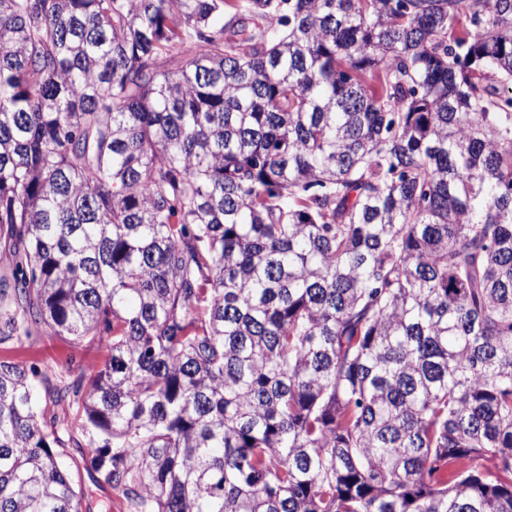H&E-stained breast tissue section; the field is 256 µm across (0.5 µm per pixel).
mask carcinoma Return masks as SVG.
Returning <instances> with one entry per match:
<instances>
[{"label": "carcinoma", "instance_id": "carcinoma-1", "mask_svg": "<svg viewBox=\"0 0 512 512\" xmlns=\"http://www.w3.org/2000/svg\"><path fill=\"white\" fill-rule=\"evenodd\" d=\"M0 239V512H512V0H0ZM104 353L90 338L81 343L71 336H39L23 342L0 344V360H10L29 367L35 365L54 376L70 367V378L102 362ZM86 452V448H75L72 444L66 448L67 455L64 460L73 474L74 481L85 491L86 498L84 505L90 508L92 512H127L124 499L116 492L107 489L99 490L93 484L90 475L82 466V452ZM111 505L106 508L105 505Z\"/></svg>", "mask_w": 512, "mask_h": 512}]
</instances>
